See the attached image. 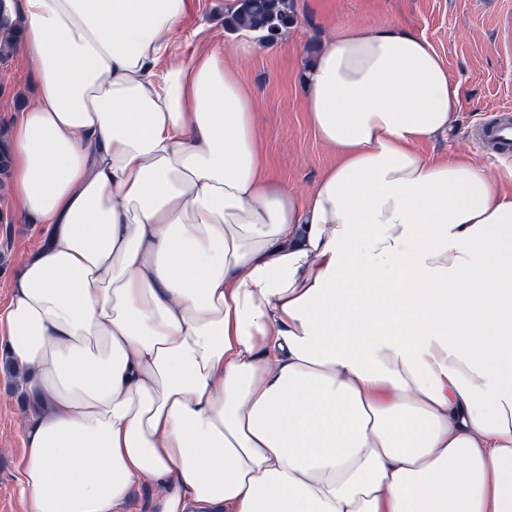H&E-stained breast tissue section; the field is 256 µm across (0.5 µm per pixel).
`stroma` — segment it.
I'll list each match as a JSON object with an SVG mask.
<instances>
[{
	"instance_id": "stroma-1",
	"label": "stroma",
	"mask_w": 512,
	"mask_h": 512,
	"mask_svg": "<svg viewBox=\"0 0 512 512\" xmlns=\"http://www.w3.org/2000/svg\"><path fill=\"white\" fill-rule=\"evenodd\" d=\"M226 0H191L183 31L173 45L184 57L202 48L225 54L234 32L226 26ZM397 22L428 39L465 103L444 136L419 145L425 157H466L499 190L512 193V158H489L469 138L472 123L512 111V0H293V21L273 49L255 54L237 70L251 91L258 134L277 187L303 198L332 164L331 149L311 126L302 94L304 74L326 32L339 24ZM37 86L18 53L0 58V141L20 112L37 97ZM44 227L19 218L0 198V305L10 294L23 261ZM30 402L22 379L0 369V512H23L19 467L21 423Z\"/></svg>"
}]
</instances>
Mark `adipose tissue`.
I'll return each instance as SVG.
<instances>
[{"instance_id": "ef3b65f1", "label": "adipose tissue", "mask_w": 512, "mask_h": 512, "mask_svg": "<svg viewBox=\"0 0 512 512\" xmlns=\"http://www.w3.org/2000/svg\"><path fill=\"white\" fill-rule=\"evenodd\" d=\"M39 87L6 191L46 225L0 306L33 406L23 512H512V194L420 144L463 91L398 24L304 84L296 202L188 0H5ZM154 494V487L148 482L138 484L125 507V512H148Z\"/></svg>"}]
</instances>
